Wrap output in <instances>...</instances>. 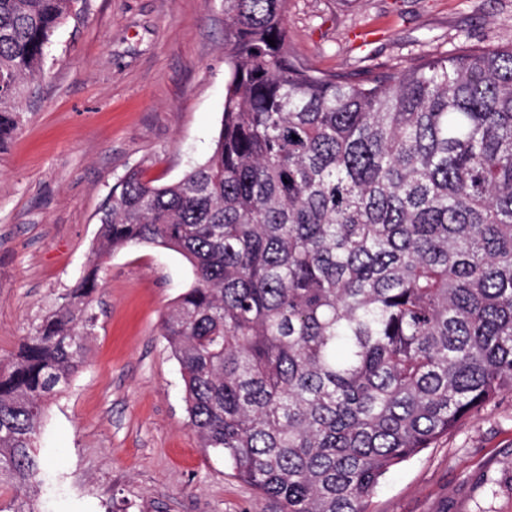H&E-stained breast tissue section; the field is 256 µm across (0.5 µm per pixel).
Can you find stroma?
<instances>
[{
	"instance_id": "obj_1",
	"label": "stroma",
	"mask_w": 512,
	"mask_h": 512,
	"mask_svg": "<svg viewBox=\"0 0 512 512\" xmlns=\"http://www.w3.org/2000/svg\"><path fill=\"white\" fill-rule=\"evenodd\" d=\"M290 54L316 71L400 69L512 36V0H288ZM223 0H78L0 153V358L79 280L127 170L170 183L212 153L224 110ZM193 282L154 244L99 271L82 370L45 405L36 512H274L188 423L161 333ZM370 512H512V393L400 463Z\"/></svg>"
}]
</instances>
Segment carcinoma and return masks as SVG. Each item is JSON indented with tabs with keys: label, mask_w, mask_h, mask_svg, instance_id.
Here are the masks:
<instances>
[{
	"label": "carcinoma",
	"mask_w": 512,
	"mask_h": 512,
	"mask_svg": "<svg viewBox=\"0 0 512 512\" xmlns=\"http://www.w3.org/2000/svg\"><path fill=\"white\" fill-rule=\"evenodd\" d=\"M74 2L0 0V152ZM287 2L224 0L211 156L168 184L129 170L95 254L191 265L162 336L202 447L278 512H369L391 468L512 392V38L359 80L289 55ZM97 290L93 265L0 360L10 512H36L44 405Z\"/></svg>",
	"instance_id": "carcinoma-1"
}]
</instances>
